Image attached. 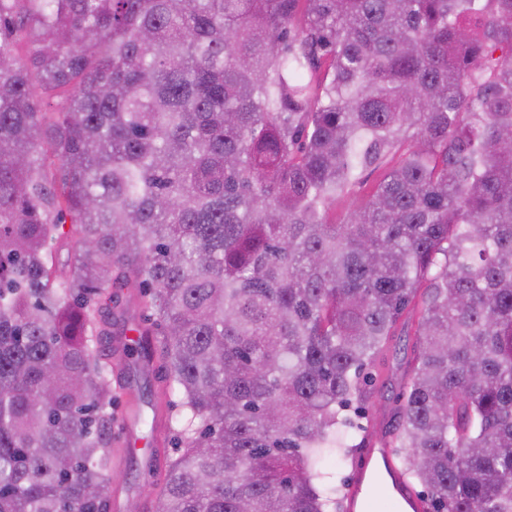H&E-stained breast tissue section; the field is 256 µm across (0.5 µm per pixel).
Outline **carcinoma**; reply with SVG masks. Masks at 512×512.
<instances>
[{
    "label": "carcinoma",
    "instance_id": "carcinoma-1",
    "mask_svg": "<svg viewBox=\"0 0 512 512\" xmlns=\"http://www.w3.org/2000/svg\"><path fill=\"white\" fill-rule=\"evenodd\" d=\"M409 307L395 465L512 512V0H0V512H112L131 332L151 512H344ZM384 167L374 171H367L360 182L356 184L349 197L336 200V204L329 211V219L339 224L347 209L353 204L361 203L370 195L374 185L380 179ZM415 314L407 311L400 320L396 336L389 341L384 352L386 370L390 380L385 385H378L372 402L367 405L365 413L355 416L353 410L348 411L352 417L354 428H347L342 439L347 446H352L360 439L358 427L367 428L372 433L369 440L380 441L381 431L390 418L391 408L401 393L400 378L408 367L413 356Z\"/></svg>",
    "mask_w": 512,
    "mask_h": 512
}]
</instances>
